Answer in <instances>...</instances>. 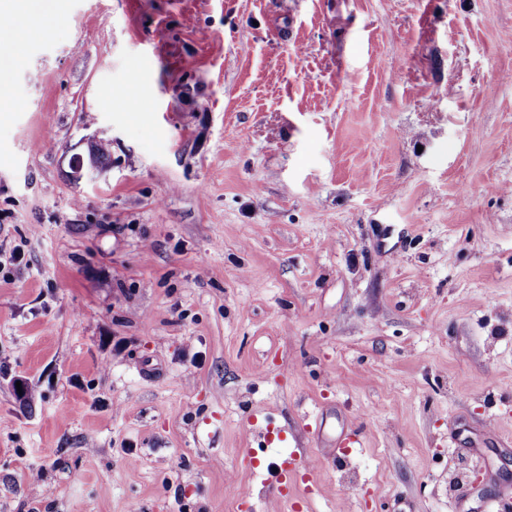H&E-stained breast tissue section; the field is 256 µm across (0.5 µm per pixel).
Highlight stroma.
Returning <instances> with one entry per match:
<instances>
[{
	"label": "stroma",
	"instance_id": "35a3bbf8",
	"mask_svg": "<svg viewBox=\"0 0 512 512\" xmlns=\"http://www.w3.org/2000/svg\"><path fill=\"white\" fill-rule=\"evenodd\" d=\"M58 4L0 106V512L512 503V0ZM301 464L294 452L283 455L275 461L267 462L262 470L266 475L269 486L279 494L288 493V482L291 476L296 473Z\"/></svg>",
	"mask_w": 512,
	"mask_h": 512
}]
</instances>
